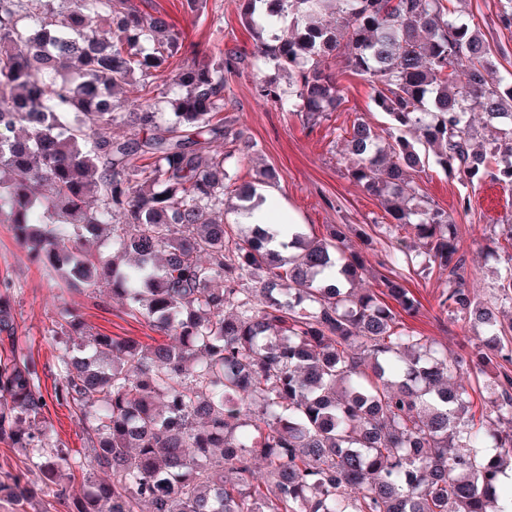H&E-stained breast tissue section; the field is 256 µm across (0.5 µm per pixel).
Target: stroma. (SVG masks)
I'll use <instances>...</instances> for the list:
<instances>
[{"label":"stroma","mask_w":512,"mask_h":512,"mask_svg":"<svg viewBox=\"0 0 512 512\" xmlns=\"http://www.w3.org/2000/svg\"><path fill=\"white\" fill-rule=\"evenodd\" d=\"M147 12H161L177 25L186 46L250 51L252 38L241 23L237 0H207L203 14H191L185 0H135ZM500 0H467L465 10L475 28L494 51L499 74L512 73V30L499 22ZM226 95L231 103L226 118L233 129L243 130L253 141L254 151L229 168L226 182L238 186L256 181L261 169L278 170L275 185L263 188L268 205L276 212L295 213L307 233L322 236L331 224L361 226L375 241V254L368 260L372 273L364 285L378 288L384 277L390 276L389 266L380 262L392 244L375 227L385 211L379 200L350 180L340 162L343 139L340 127L363 116L375 127L389 124L388 116L373 101L375 90L363 77L342 78V104L329 120L309 127L292 113L283 111L274 102L261 97L259 90L266 83L280 82L277 70L257 71L239 65L225 73ZM417 183L431 204L454 219L458 228V246L467 258L465 286L477 298L486 299L497 292L498 275L512 256V247L496 248L501 227L512 224V186L485 181L475 192H466L458 175L426 164ZM469 197L468 207H461L462 197ZM401 274L405 285L421 302L415 316L405 317L406 326L434 338L451 350L475 339L476 333L464 321L441 315L437 299L448 286V277L438 270L422 272L420 268H405ZM14 282L17 294L13 314L18 333L30 337L32 352L45 369L42 376L44 396H51L57 373L58 347L47 343L44 336L60 306L81 314L92 330L102 334L133 339L143 344L163 342V335L152 330L142 318L127 314L120 302L107 295L76 293L63 281L51 276L32 262L23 244L16 238L12 225L0 224V280ZM54 438L64 442L73 456L87 457L90 442L72 409L50 404L47 414ZM28 454L20 448L0 443V472L28 471L34 485L24 504L26 512H45L48 499L37 487L42 482L40 472L29 469Z\"/></svg>","instance_id":"35a3bbf8"}]
</instances>
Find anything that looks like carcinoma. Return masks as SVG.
Masks as SVG:
<instances>
[{"label": "carcinoma", "mask_w": 512, "mask_h": 512, "mask_svg": "<svg viewBox=\"0 0 512 512\" xmlns=\"http://www.w3.org/2000/svg\"><path fill=\"white\" fill-rule=\"evenodd\" d=\"M453 2L238 0L250 55L200 48L175 65L181 32L133 0H0V223L70 288H104L173 338L116 339L58 310L52 400L79 415L90 462L112 475L71 499L58 466L83 463L51 440L14 285L0 282V443L38 453L44 494L65 512H512L499 480L512 473V374L485 371L512 363V321L463 288L456 224L415 182L431 159L472 188L512 185V81L490 78L491 50ZM247 57L285 75L261 96L309 126L340 106L342 73L376 89L390 126L354 119L347 175L391 217L386 262L448 273L438 308L480 325V343L450 352L405 328L398 312L421 303L397 277L354 288L372 243L350 224L228 235L224 210L262 203L225 184V164L254 148L220 117L224 72ZM137 76L130 105L116 92ZM476 112L492 137H475ZM119 115L136 137H112ZM108 235L128 262L82 250ZM499 300L512 305V267ZM28 494L24 474L0 477L1 504Z\"/></svg>", "instance_id": "cac0c4a2"}]
</instances>
